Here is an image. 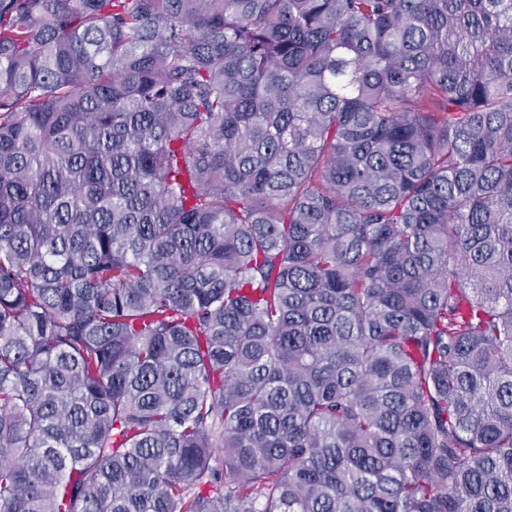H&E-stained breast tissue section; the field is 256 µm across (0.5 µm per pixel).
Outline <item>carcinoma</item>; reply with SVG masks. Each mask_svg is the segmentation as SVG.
<instances>
[{"label": "carcinoma", "mask_w": 512, "mask_h": 512, "mask_svg": "<svg viewBox=\"0 0 512 512\" xmlns=\"http://www.w3.org/2000/svg\"><path fill=\"white\" fill-rule=\"evenodd\" d=\"M0 512H512V0H0Z\"/></svg>", "instance_id": "carcinoma-1"}]
</instances>
